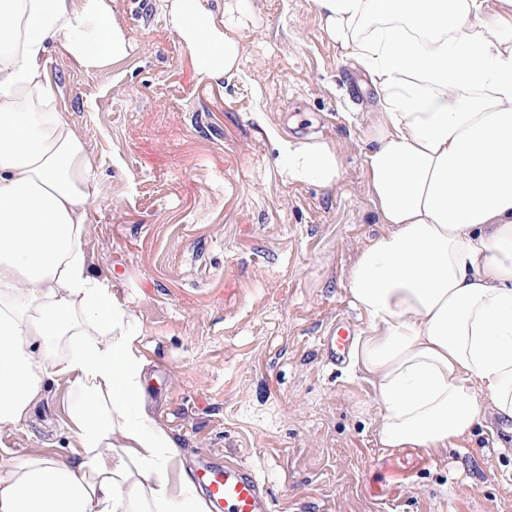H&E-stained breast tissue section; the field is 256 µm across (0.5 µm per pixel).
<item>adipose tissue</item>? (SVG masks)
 <instances>
[{"label": "adipose tissue", "mask_w": 512, "mask_h": 512, "mask_svg": "<svg viewBox=\"0 0 512 512\" xmlns=\"http://www.w3.org/2000/svg\"><path fill=\"white\" fill-rule=\"evenodd\" d=\"M207 81L234 77L245 0H161ZM379 93L367 190L383 231L346 290L368 327L352 368L381 448L465 444L482 408L512 418V0H316ZM133 44L108 0H0V428L65 381L66 457L0 458V512H211L152 414L140 338L82 247L97 168L56 107L52 50L93 75ZM289 180L341 176L337 148L283 140Z\"/></svg>", "instance_id": "1"}]
</instances>
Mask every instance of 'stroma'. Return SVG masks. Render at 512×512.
<instances>
[{"label":"stroma","instance_id":"stroma-1","mask_svg":"<svg viewBox=\"0 0 512 512\" xmlns=\"http://www.w3.org/2000/svg\"><path fill=\"white\" fill-rule=\"evenodd\" d=\"M239 71L200 80L157 0H115L134 43L95 75L48 68L98 166L83 247L140 336L147 395L189 465L253 467L274 512H512V429L483 414L464 447L388 452L372 387L327 365L337 320L363 331L345 276L381 224L364 132L378 93L322 28L314 0H248ZM341 148L330 188L291 182L273 136ZM22 428L13 459L68 452L66 385Z\"/></svg>","mask_w":512,"mask_h":512}]
</instances>
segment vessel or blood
Wrapping results in <instances>:
<instances>
[{"label": "vessel or blood", "instance_id": "obj_1", "mask_svg": "<svg viewBox=\"0 0 512 512\" xmlns=\"http://www.w3.org/2000/svg\"><path fill=\"white\" fill-rule=\"evenodd\" d=\"M352 341L351 328L342 327L324 337L322 356L331 366L342 365ZM199 484L215 506L224 512H273L265 481L253 468L229 464L219 466L211 453H201Z\"/></svg>", "mask_w": 512, "mask_h": 512}]
</instances>
